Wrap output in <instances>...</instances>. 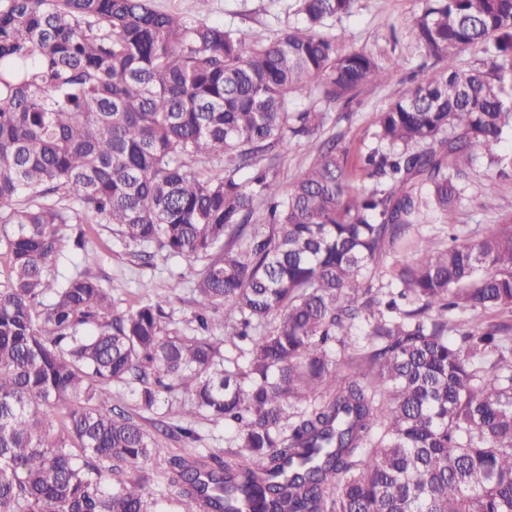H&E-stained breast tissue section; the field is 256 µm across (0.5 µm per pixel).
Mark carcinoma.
<instances>
[{
    "mask_svg": "<svg viewBox=\"0 0 512 512\" xmlns=\"http://www.w3.org/2000/svg\"><path fill=\"white\" fill-rule=\"evenodd\" d=\"M298 2L272 41L150 0L0 3V512H158L167 449L112 405L132 382L234 429L224 459L168 460L182 512H512V324L458 317L512 314V213L408 241L428 208L448 224L481 159L512 173V0H423L408 26L433 70L376 113L366 183L332 136L280 196L279 156L325 120L290 99L394 78L322 32L358 0ZM214 157L224 176L192 170ZM92 223L146 263L206 260L191 333L158 301L116 308ZM69 244L84 269L61 278ZM156 472H154V480L148 486V492L153 498L157 499V509L161 512H172L170 500L175 499L177 490L168 483V478L165 475L167 464L164 461H158L154 465Z\"/></svg>",
    "mask_w": 512,
    "mask_h": 512,
    "instance_id": "carcinoma-1",
    "label": "carcinoma"
}]
</instances>
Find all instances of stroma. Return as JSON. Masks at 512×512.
I'll list each match as a JSON object with an SVG mask.
<instances>
[{
	"label": "stroma",
	"instance_id": "stroma-1",
	"mask_svg": "<svg viewBox=\"0 0 512 512\" xmlns=\"http://www.w3.org/2000/svg\"><path fill=\"white\" fill-rule=\"evenodd\" d=\"M154 8L179 14L193 24L206 23L273 38L291 26L301 23L297 0H209L207 9H199L197 0H152ZM421 0H359L355 12L348 17L327 21L324 33L339 37L347 45L375 54L380 63L398 65L399 70L388 84L359 92L347 105H326L318 97H297L290 108L294 111L318 109L327 115L316 138L293 143L280 161L281 189L289 185L306 167L319 142L340 135V145L348 155L350 172H357L358 159L373 141L376 112L399 98L412 82L423 78L431 62L416 45L402 21L418 12ZM512 212V176L503 177L496 170L479 166L466 182L455 208L454 223L460 231L473 234L500 215ZM87 248L94 257L92 272L107 288L119 309L136 306L143 298L162 301L171 328L187 331L194 311L193 295L188 288L202 271L204 260H186L159 253L151 265L141 264L113 234L111 225L90 224ZM184 285L172 289L175 280ZM117 403L149 433L158 436L164 447L179 455L226 456L231 434L223 424L206 418H195L191 424L193 437L169 436L163 429L180 422L179 411L185 400L182 391L160 393L155 406L145 409L138 403L132 386L115 387Z\"/></svg>",
	"mask_w": 512,
	"mask_h": 512
}]
</instances>
